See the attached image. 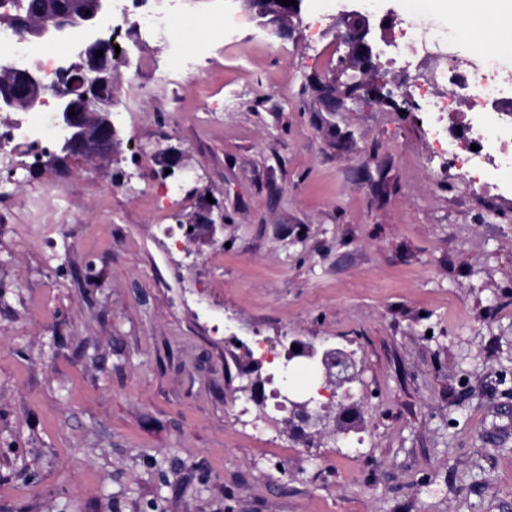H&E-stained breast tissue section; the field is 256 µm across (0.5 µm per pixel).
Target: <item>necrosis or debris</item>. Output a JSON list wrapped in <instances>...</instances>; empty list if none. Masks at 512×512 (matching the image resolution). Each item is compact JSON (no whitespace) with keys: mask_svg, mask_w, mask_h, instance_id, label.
I'll use <instances>...</instances> for the list:
<instances>
[{"mask_svg":"<svg viewBox=\"0 0 512 512\" xmlns=\"http://www.w3.org/2000/svg\"><path fill=\"white\" fill-rule=\"evenodd\" d=\"M184 0H121V14L131 16L140 33L169 50L173 70L189 67L205 56L210 39L197 40L192 52L173 22L184 12ZM393 55L390 65L402 85L411 89L418 109L429 115L454 111L458 102H469L472 118L454 129L426 125L432 144L448 154L471 183L487 193L499 188L502 174L512 173V76L501 71L495 56L465 57L456 40L421 19H391ZM0 63L25 66L49 83L59 78L58 56L43 44L24 40L21 34L0 31Z\"/></svg>","mask_w":512,"mask_h":512,"instance_id":"necrosis-or-debris-1","label":"necrosis or debris"}]
</instances>
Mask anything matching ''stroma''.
Listing matches in <instances>:
<instances>
[{
  "label": "stroma",
  "instance_id": "35a3bbf8",
  "mask_svg": "<svg viewBox=\"0 0 512 512\" xmlns=\"http://www.w3.org/2000/svg\"><path fill=\"white\" fill-rule=\"evenodd\" d=\"M382 8L455 29L448 0ZM185 13L190 44L245 24L175 85L132 82L168 56L126 35L111 163L0 166V197L43 196L54 227L0 223V512H512V180L470 186L386 65L391 103L327 105V0L284 37L242 0ZM213 200L223 232L175 252L165 225ZM260 338L354 352L347 443L238 420L235 343Z\"/></svg>",
  "mask_w": 512,
  "mask_h": 512
}]
</instances>
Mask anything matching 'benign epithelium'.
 Segmentation results:
<instances>
[{
  "mask_svg": "<svg viewBox=\"0 0 512 512\" xmlns=\"http://www.w3.org/2000/svg\"><path fill=\"white\" fill-rule=\"evenodd\" d=\"M243 4L253 12L258 26L264 30L273 29L282 35V28L268 18L273 10L282 21L299 17L300 9L283 6L277 0H243ZM112 13V0H75L73 9L60 14L51 9L44 10L38 18L20 12L5 13L0 16V24L31 38L64 36L71 43V55L63 69L77 73L79 81L62 89L59 85L43 82L30 69H17L10 65L0 66V115L19 109L32 110L52 104V126L58 132L56 158L61 162L73 159L86 161H110L117 141V130L112 122V109L116 104L113 70L116 55V42L112 35L103 33L105 21ZM367 22L352 23L340 35V43L347 52L341 57L345 69L361 74V89L371 91L383 103L388 97L381 91L375 80L365 76L374 71V44L367 40ZM104 50L100 57L98 50ZM344 69L324 77L321 88L329 100L341 99L349 83L341 80ZM74 115H69V112ZM300 348L296 352L288 349V361L299 359L308 363L322 380L318 394L324 396L341 395L337 404L322 402L311 395L303 399L283 400L288 403L290 417L288 426L294 433L306 430L319 431L326 427L330 419L341 420L348 406L346 402L354 398L353 384L360 381L359 370L353 354L339 347L316 346L301 340L293 341ZM336 407L337 415L331 416V407Z\"/></svg>",
  "mask_w": 512,
  "mask_h": 512,
  "instance_id": "1",
  "label": "benign epithelium"
}]
</instances>
